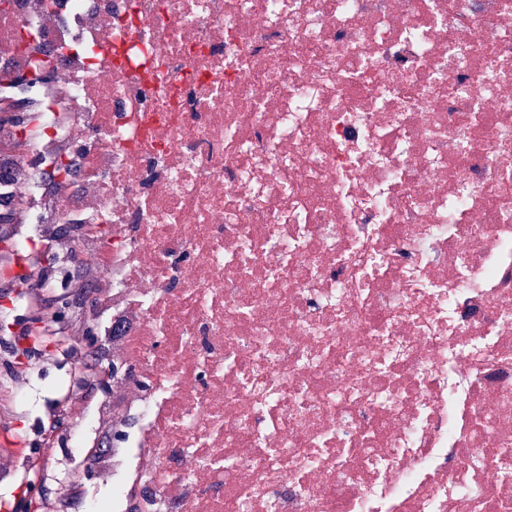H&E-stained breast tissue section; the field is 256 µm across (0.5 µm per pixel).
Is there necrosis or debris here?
<instances>
[{
	"mask_svg": "<svg viewBox=\"0 0 512 512\" xmlns=\"http://www.w3.org/2000/svg\"><path fill=\"white\" fill-rule=\"evenodd\" d=\"M34 128L9 238L111 339L83 498L512 512V0H0ZM48 240L42 249L31 254L28 261V277L31 280H46L56 267L58 256L50 254L55 250L52 243ZM52 260V262H51Z\"/></svg>",
	"mask_w": 512,
	"mask_h": 512,
	"instance_id": "4bbe7bcc",
	"label": "necrosis or debris"
}]
</instances>
